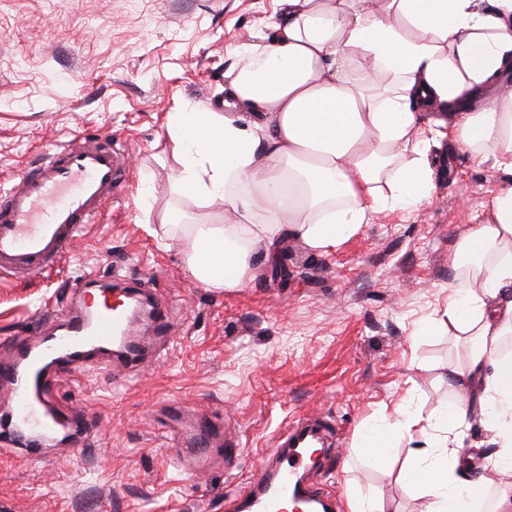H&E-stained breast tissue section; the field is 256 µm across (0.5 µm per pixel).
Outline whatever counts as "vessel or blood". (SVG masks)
I'll use <instances>...</instances> for the list:
<instances>
[{"mask_svg": "<svg viewBox=\"0 0 512 512\" xmlns=\"http://www.w3.org/2000/svg\"><path fill=\"white\" fill-rule=\"evenodd\" d=\"M129 174L123 149L99 140L76 137L46 152L40 163L23 170L16 186L0 190V272L42 274L62 262L84 225L94 223ZM88 312H74L56 333L35 346L14 347L10 364L0 366V386L10 390L15 429L32 435L52 433L58 423L49 397V371L71 373L114 355L136 360V328L125 296L102 286L93 291ZM212 423L200 419L191 427L189 446L178 457L185 470L209 463L207 448L215 436ZM289 453L277 456L273 468L261 470L237 497L239 512H328L321 487L299 483L307 452L303 439L313 429L288 430Z\"/></svg>", "mask_w": 512, "mask_h": 512, "instance_id": "b4317fda", "label": "vessel or blood"}]
</instances>
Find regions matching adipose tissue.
<instances>
[{
    "label": "adipose tissue",
    "mask_w": 512,
    "mask_h": 512,
    "mask_svg": "<svg viewBox=\"0 0 512 512\" xmlns=\"http://www.w3.org/2000/svg\"><path fill=\"white\" fill-rule=\"evenodd\" d=\"M220 112L172 113L178 154L172 190L220 205V224H182L187 266L209 288H241L253 253L287 241L323 252L391 206L431 202L430 142L457 147L512 173V0H280L260 42L231 47ZM493 220L460 241L473 275L448 294V328L466 336L464 367L449 368L455 396L432 419L396 407L391 432L364 447L408 442L404 487L424 488L426 512H470L480 483L458 441L479 422L500 476L493 512H512V184L491 200ZM425 445L412 447L414 433Z\"/></svg>",
    "instance_id": "obj_1"
}]
</instances>
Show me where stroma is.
<instances>
[{
    "mask_svg": "<svg viewBox=\"0 0 512 512\" xmlns=\"http://www.w3.org/2000/svg\"><path fill=\"white\" fill-rule=\"evenodd\" d=\"M278 12L279 0H0V189L74 136L131 160L124 198L81 230L66 264L0 278V362L77 308L83 275L148 283L172 315L166 335L140 329L145 354L125 385L102 367L60 382L59 415L82 424L68 445L0 448V512H230L301 417L343 436L340 462L306 472L338 512L357 500L424 512L427 496L398 481L406 449L385 464L358 435L399 403L426 418L451 398L441 374L465 364L467 345L420 326L443 311L462 236L490 223L512 174L436 139L430 204L374 213L323 253L296 240L273 259L257 252L245 287L197 282L161 218L175 207L220 223L224 211L170 194L168 117L222 102L228 48L257 41ZM199 417L222 435L210 468L185 472L176 454Z\"/></svg>",
    "mask_w": 512,
    "mask_h": 512,
    "instance_id": "stroma-1",
    "label": "stroma"
}]
</instances>
